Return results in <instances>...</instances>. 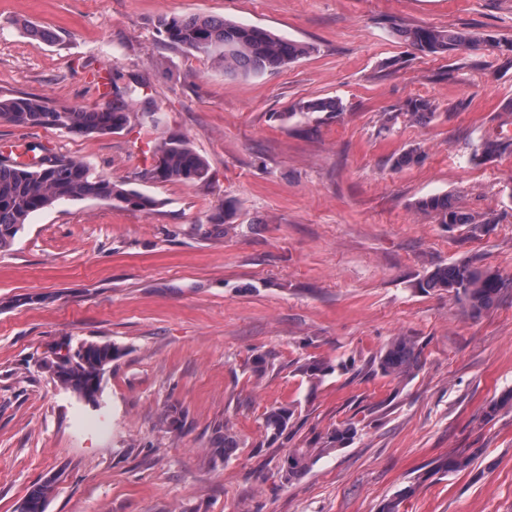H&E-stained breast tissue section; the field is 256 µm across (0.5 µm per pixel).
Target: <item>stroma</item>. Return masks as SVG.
<instances>
[{
    "label": "stroma",
    "instance_id": "obj_1",
    "mask_svg": "<svg viewBox=\"0 0 512 512\" xmlns=\"http://www.w3.org/2000/svg\"><path fill=\"white\" fill-rule=\"evenodd\" d=\"M269 29L314 51L260 78L165 44L162 17ZM57 33L47 43L29 26ZM468 29L512 42V0H0V98L102 102V71L140 77L159 127L78 135L0 121V153L41 145L155 197L145 213L93 198L32 215L0 251V512L51 482L45 512H512V291L480 317L417 283L470 261L512 278V52L426 54L397 28ZM332 98L337 114L303 118ZM429 100L424 123L405 116ZM209 164L206 183L146 178L160 134ZM489 139L508 148L475 159ZM419 149V163L393 157ZM449 195L494 214L479 232L416 209ZM225 223L210 218L225 201ZM422 363L377 369L395 336ZM120 350L91 405L42 362L64 342ZM264 356L256 373L254 359ZM333 364L321 379L299 367ZM181 409L182 430L163 426ZM287 406V434L264 412ZM352 442L299 479L280 466L341 423ZM229 427L231 457L214 432ZM478 454L461 472L448 454ZM422 351L412 336H395L379 356L383 376L404 380L414 375L421 362ZM294 411L287 407H272L263 414L262 427L273 439L281 437L287 430Z\"/></svg>",
    "mask_w": 512,
    "mask_h": 512
}]
</instances>
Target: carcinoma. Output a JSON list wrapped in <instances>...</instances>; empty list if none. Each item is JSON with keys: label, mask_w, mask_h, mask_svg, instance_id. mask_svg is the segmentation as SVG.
I'll return each instance as SVG.
<instances>
[{"label": "carcinoma", "mask_w": 512, "mask_h": 512, "mask_svg": "<svg viewBox=\"0 0 512 512\" xmlns=\"http://www.w3.org/2000/svg\"><path fill=\"white\" fill-rule=\"evenodd\" d=\"M159 32L167 43L211 58L226 73L259 76L277 70L308 54L311 47L305 43L280 37L264 28L238 24L210 17L172 16L159 21ZM399 37L415 49L428 54L464 52L481 46L494 48L490 36L457 30H439L428 27L397 30ZM108 89L103 93L107 101L94 109L83 107L57 108L42 96L20 95L0 98V120L17 126H38L64 129L70 133L91 135L121 131L129 125V103L141 101L140 119L159 125L156 109L144 86L135 78L114 72L108 78ZM340 103L334 99H314L298 104L297 112L309 117L317 112L338 113ZM408 113L423 120L434 114L431 102L412 99L407 103ZM40 163L23 165L16 160H0V250L10 246L29 217L37 212L68 201L95 198L113 206L149 212L157 202L154 198L126 188L123 181L95 173L85 162L51 156L39 146ZM504 151L496 140H486L474 157L487 161ZM156 160L148 178L154 182L206 183L210 179L207 161L197 154L187 140L178 135L162 138L154 145ZM418 210L433 214L441 224L468 225L473 231L495 223L491 215L477 216L460 208L448 195H435L418 202ZM424 291L444 290L462 303L468 315L478 317L489 310L501 296L512 288V281L497 271L482 268L471 262L438 266L419 282ZM69 355L59 362L45 364L56 373L60 382L86 401L94 402L101 389V380L107 365L118 357V350L108 343L84 341L68 349ZM422 351L412 336L391 339L379 356L382 375L404 380L414 375L421 362ZM512 409V391L490 403L484 412L487 420L500 411ZM294 411L287 407H272L263 414L262 427L273 439L287 430ZM357 435V426L348 422L326 434L322 448H293L288 451L281 467V478L290 482L304 475L313 464V453H326L338 448ZM476 453L453 454L442 463L449 472L469 468ZM51 484L36 485L20 505V512H45V502Z\"/></svg>", "instance_id": "cac0c4a2"}]
</instances>
